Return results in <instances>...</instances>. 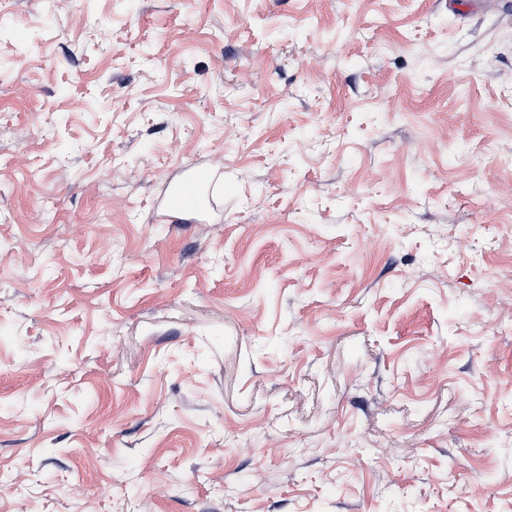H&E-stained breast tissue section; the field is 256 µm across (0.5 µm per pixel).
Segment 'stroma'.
<instances>
[{
  "label": "stroma",
  "instance_id": "obj_1",
  "mask_svg": "<svg viewBox=\"0 0 512 512\" xmlns=\"http://www.w3.org/2000/svg\"><path fill=\"white\" fill-rule=\"evenodd\" d=\"M0 512H512V0H0ZM185 171V176L169 187L165 212L201 213L213 207V172L194 164L186 165Z\"/></svg>",
  "mask_w": 512,
  "mask_h": 512
}]
</instances>
